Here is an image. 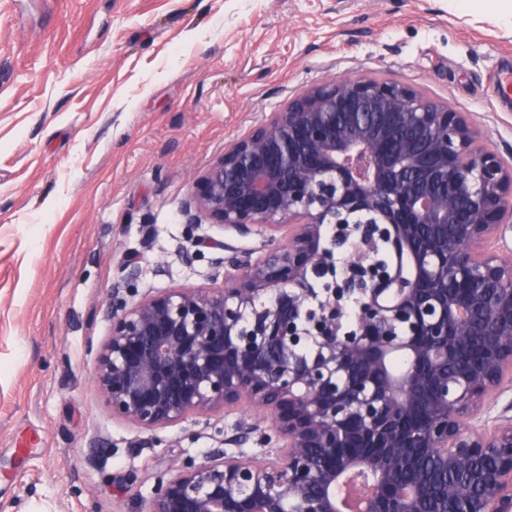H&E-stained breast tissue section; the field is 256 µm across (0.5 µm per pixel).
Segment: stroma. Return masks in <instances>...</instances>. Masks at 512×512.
Instances as JSON below:
<instances>
[{"label": "stroma", "mask_w": 512, "mask_h": 512, "mask_svg": "<svg viewBox=\"0 0 512 512\" xmlns=\"http://www.w3.org/2000/svg\"><path fill=\"white\" fill-rule=\"evenodd\" d=\"M512 25L474 0H0V512H146L239 403L147 431L94 379L129 256L140 291L215 287L181 259L183 203L225 148L331 77L414 87L512 162ZM166 267L155 275L156 264Z\"/></svg>", "instance_id": "35a3bbf8"}]
</instances>
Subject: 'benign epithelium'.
<instances>
[{"label":"benign epithelium","mask_w":512,"mask_h":512,"mask_svg":"<svg viewBox=\"0 0 512 512\" xmlns=\"http://www.w3.org/2000/svg\"><path fill=\"white\" fill-rule=\"evenodd\" d=\"M186 262L221 288L112 283L96 381L112 416L176 424L241 401L275 458L210 456L158 481L150 512H512V163L466 115L367 76L299 92L196 180ZM239 249L194 231L202 220ZM401 358L402 368L395 367Z\"/></svg>","instance_id":"7a95c632"}]
</instances>
